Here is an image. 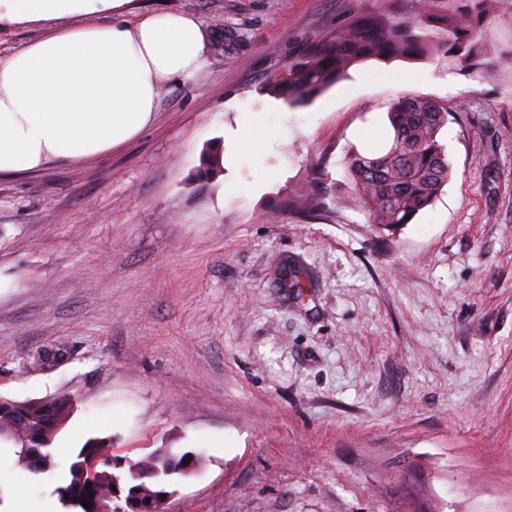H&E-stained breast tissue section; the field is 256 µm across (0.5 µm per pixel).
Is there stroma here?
I'll use <instances>...</instances> for the list:
<instances>
[{
  "mask_svg": "<svg viewBox=\"0 0 512 512\" xmlns=\"http://www.w3.org/2000/svg\"><path fill=\"white\" fill-rule=\"evenodd\" d=\"M389 7L134 0L200 17L208 67L110 154L0 176V395H70L57 447L195 453L165 512H512V66L368 59L282 113L262 90ZM406 93L447 106L452 173L388 231L351 205L344 159L388 143ZM323 158L337 204L305 218L296 192ZM62 342L65 364L28 367ZM69 464L35 474L0 445V512H40Z\"/></svg>",
  "mask_w": 512,
  "mask_h": 512,
  "instance_id": "35a3bbf8",
  "label": "stroma"
}]
</instances>
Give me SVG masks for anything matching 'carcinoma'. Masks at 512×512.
Segmentation results:
<instances>
[{"label":"carcinoma","instance_id":"cac0c4a2","mask_svg":"<svg viewBox=\"0 0 512 512\" xmlns=\"http://www.w3.org/2000/svg\"><path fill=\"white\" fill-rule=\"evenodd\" d=\"M406 3L399 13L354 15L336 31L312 40L290 58L263 90L292 107L305 106L341 80L354 64L366 59L419 60L440 58L451 66L480 69L500 60H512L511 50L490 51L479 43L495 4L501 0H398ZM390 143L371 154L353 151L345 158L351 200L370 221L384 229L407 223L430 206L448 183L450 165L439 134L448 123V110L440 103L411 94L389 108ZM308 208L327 212L335 205L332 187L305 195ZM73 412L69 396L56 395L18 401L0 397V443L12 446L18 461L31 466L27 449L52 455L51 445ZM98 458L101 467L92 480L83 464ZM112 439L92 438L73 456L70 480L57 488L62 506L74 512H102L112 500L115 474ZM196 458L162 451L140 460L143 476L135 481L139 500L147 503L163 490L166 481L188 474ZM91 488H86L87 483ZM91 502V509L81 501Z\"/></svg>","mask_w":512,"mask_h":512}]
</instances>
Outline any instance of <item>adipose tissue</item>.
I'll return each instance as SVG.
<instances>
[{"label": "adipose tissue", "instance_id": "adipose-tissue-1", "mask_svg": "<svg viewBox=\"0 0 512 512\" xmlns=\"http://www.w3.org/2000/svg\"><path fill=\"white\" fill-rule=\"evenodd\" d=\"M131 0H0V23H50ZM211 34L181 11L141 14L112 27L53 30L0 58V174L109 153L156 119L161 86L208 63Z\"/></svg>", "mask_w": 512, "mask_h": 512}]
</instances>
